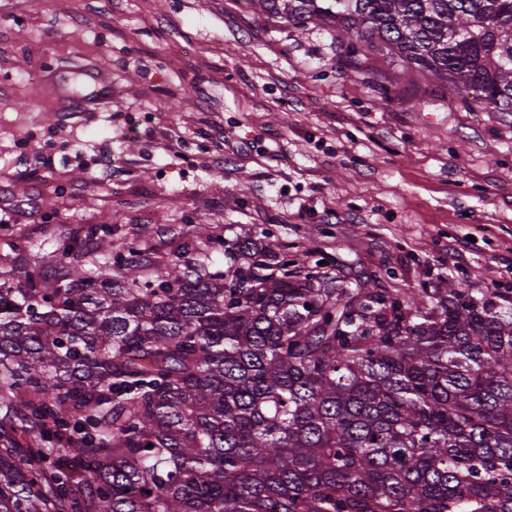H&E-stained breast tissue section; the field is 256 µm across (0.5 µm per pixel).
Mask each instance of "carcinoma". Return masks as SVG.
I'll return each instance as SVG.
<instances>
[{
	"label": "carcinoma",
	"mask_w": 512,
	"mask_h": 512,
	"mask_svg": "<svg viewBox=\"0 0 512 512\" xmlns=\"http://www.w3.org/2000/svg\"><path fill=\"white\" fill-rule=\"evenodd\" d=\"M512 112V0H247ZM139 282L19 250L0 283V512H512V296L342 287L299 261ZM5 408L0 409V444L9 446V448H22L27 451L28 448L36 446L34 434L24 431L19 422H14ZM24 452L16 454L21 456Z\"/></svg>",
	"instance_id": "carcinoma-1"
}]
</instances>
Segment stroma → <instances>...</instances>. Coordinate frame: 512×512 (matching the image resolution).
<instances>
[{
  "mask_svg": "<svg viewBox=\"0 0 512 512\" xmlns=\"http://www.w3.org/2000/svg\"><path fill=\"white\" fill-rule=\"evenodd\" d=\"M349 47L248 0H0V277L21 247L145 281L245 243L512 289V112Z\"/></svg>",
  "mask_w": 512,
  "mask_h": 512,
  "instance_id": "stroma-1",
  "label": "stroma"
}]
</instances>
